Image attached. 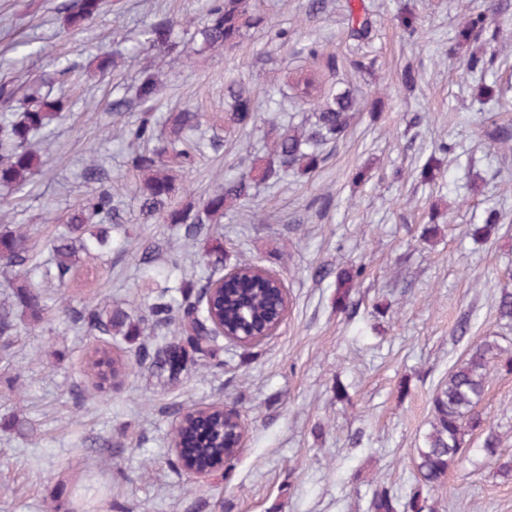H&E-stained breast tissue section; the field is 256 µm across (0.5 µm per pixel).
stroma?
<instances>
[{
  "label": "stroma",
  "instance_id": "stroma-1",
  "mask_svg": "<svg viewBox=\"0 0 512 512\" xmlns=\"http://www.w3.org/2000/svg\"><path fill=\"white\" fill-rule=\"evenodd\" d=\"M491 0H327L311 17L307 0H251L268 24L245 31L232 51H214L194 32L207 0H107L103 14L69 34L64 17L73 0H0V77H35L53 57L75 63L62 89V110L47 128L54 151L27 192L0 185L15 221L27 225L39 261L72 209L110 187L121 222L110 252L83 258L64 294L49 290L39 322L17 320L13 344H0V512H370L375 486L408 500L415 487L413 458L430 429L432 398L469 345L494 338L501 359H512V321L500 319L494 299L512 291V151L484 136L489 116L512 120V101L477 96L461 56L448 40L470 9ZM365 11L370 39L356 40L347 4ZM417 16L408 37L397 16ZM173 19L183 66L139 48L154 15ZM348 59L364 53L370 71L343 67L326 84L360 100L349 127L323 149L315 171L260 187L256 198L225 212L207 238L183 243L180 227L144 223L135 189L133 151L119 128L140 110L107 112L112 99L135 93L142 74L164 85L151 114L164 125L188 106L205 117L204 138L219 137L178 175L170 205L201 206L225 176L247 172L265 152L266 126L246 129L226 118L227 81L242 78L258 100L278 94L287 71L319 70L307 46ZM119 56L99 72L98 47ZM418 79L401 83L405 66ZM457 143L434 179L420 171L443 142ZM98 160L103 183L85 179ZM331 196L318 209L320 196ZM506 218L483 241L468 234L490 208ZM224 246L213 263L211 243ZM159 251L143 265L138 242ZM275 273L288 313L272 335L240 345L214 343V364L192 363L169 377L145 366L141 348L185 345L179 326L142 325L139 335L105 336L74 321L85 306H119L138 315L164 278L200 281L241 261ZM329 274L318 280L316 267ZM363 273L346 308L336 306V277ZM468 317L470 330L455 326ZM127 365L116 379L90 371L94 350ZM213 404L236 410L247 428L245 446L210 484L191 481L175 464L171 444L179 410ZM479 410L506 440L498 453L512 459V373L491 362ZM461 463L433 492L436 512H512V474L498 471L467 437Z\"/></svg>",
  "mask_w": 512,
  "mask_h": 512
}]
</instances>
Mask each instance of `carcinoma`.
Instances as JSON below:
<instances>
[{
  "label": "carcinoma",
  "instance_id": "carcinoma-1",
  "mask_svg": "<svg viewBox=\"0 0 512 512\" xmlns=\"http://www.w3.org/2000/svg\"><path fill=\"white\" fill-rule=\"evenodd\" d=\"M105 8V0H76L67 18V31L77 33L83 25L99 17ZM347 11L354 36L362 39L369 33L368 15L355 14L352 4ZM508 20L505 11L496 7V13L475 7L458 33L463 41H479L492 28H498ZM267 24L265 16L248 9V0H209L205 19L196 34L203 45L213 49L232 50L238 46L243 31L262 28ZM176 24L168 17L151 22L144 30L149 47L172 54L177 50ZM308 54L322 59L323 67L330 73L339 69V57L335 53H323L311 45ZM496 51L482 50L472 53L463 64L474 75H485L495 63ZM70 65H61L37 79L18 83L13 79H0V183L11 184L21 192L29 185L35 171L42 167V156L33 151L31 138L45 128L62 108L61 98L53 96L55 83L62 81ZM229 120L240 127L255 122L258 107L239 83L226 86ZM161 91L160 82L152 74L144 76L137 88L136 99L145 105L154 102ZM284 98L307 104L318 100L321 106L315 112V121L300 127H272L275 132L269 152L257 159L251 169L238 176L224 179V185L202 202L201 208L190 210L168 209V201L175 192L174 168L193 164L196 157L204 154L207 144L193 137L202 124V115L184 109L170 116L171 127L157 130L151 118L144 115L137 122L124 127L123 134L132 143L147 146L144 151L131 154V166L144 176L139 187V208L146 220L158 215L169 224L184 226L185 237L196 239L201 225L224 217V209L242 205L252 196L258 184L273 177L281 178L290 173H304L316 169L323 162L322 146L336 139L349 126L358 101L344 91L331 94L315 75L298 68L295 76L280 91ZM491 144L512 146V124H495ZM114 199L108 188H102L94 197L91 212L84 208L73 210L56 235L53 260L50 266L41 267L30 263L29 237L26 233L4 226L0 229V263L15 271L11 307L22 308L39 318L45 310L41 295L33 292L31 279H42L62 285L80 263V255L103 253L112 249L109 231L91 223L94 217L110 220L113 216ZM502 223L499 211L491 209L485 223L469 226V234L489 237ZM240 276L224 294V317L233 326L260 327L281 317L283 307L273 293V285L266 279L256 278L257 266L251 262L238 264ZM361 271L347 272L336 277V305L347 304L355 280ZM198 284L183 278L177 284L165 287L153 301L145 304L137 317L139 323L156 326L180 321L188 331L187 345L174 355L158 350L145 349L142 361L174 376L183 371L194 356L212 355L210 342L204 337L203 317L190 311L191 297ZM78 320L88 328L103 334L112 333V327L135 331V323L121 309L97 310L86 307ZM500 351L495 340L485 338L469 347L464 357L448 371V378L438 387L433 398V420L425 435L423 446L416 449L414 460L415 488L405 503L384 488L373 492L370 512H425L428 500L435 488L448 476V472L460 461L465 436L475 431L483 436L482 451L489 460L498 463L503 472L512 470V462H500L498 448L502 440L495 427L486 424L477 410L485 394L489 364Z\"/></svg>",
  "mask_w": 512,
  "mask_h": 512
}]
</instances>
